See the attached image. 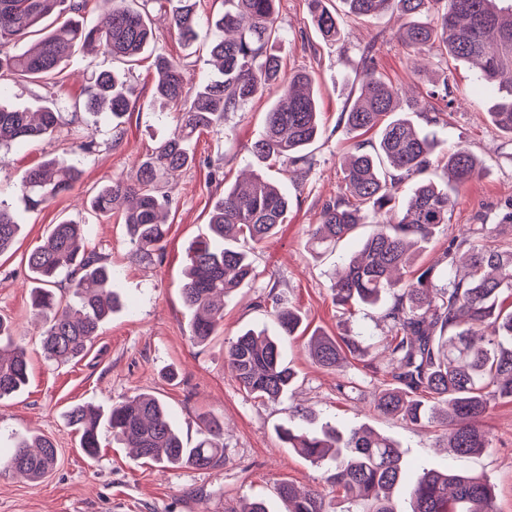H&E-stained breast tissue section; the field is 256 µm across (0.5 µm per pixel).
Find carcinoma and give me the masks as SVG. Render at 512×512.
Listing matches in <instances>:
<instances>
[{"label": "carcinoma", "instance_id": "1", "mask_svg": "<svg viewBox=\"0 0 512 512\" xmlns=\"http://www.w3.org/2000/svg\"><path fill=\"white\" fill-rule=\"evenodd\" d=\"M169 3L171 27L184 42L198 37V0H154ZM276 0H224L228 8L208 22L213 33L210 55L218 72L189 88L180 62L159 56L155 61L156 92L174 112L173 133L138 162L134 174L102 185L88 201L90 210L106 216L116 201L130 203L124 211L127 244L132 257L154 261L168 232L163 211L171 206L163 190L168 176L193 161L191 140L200 130L221 126L273 87L280 98L266 114L264 135L251 147L259 161L280 162L304 180L311 165L306 150L321 132L320 111L312 77L297 72L281 74L274 44L281 38ZM357 16H377L395 7L409 22L402 39L421 54L438 44L455 60H467L480 69L483 89L498 91L490 117L512 137V6L498 0H342ZM313 24L330 43L340 39L336 13L324 0H308ZM93 8L104 23L88 28L83 15ZM35 37L23 54L2 50L15 38ZM153 39L147 11L128 0H0V80L18 75L45 79L79 45L95 44L103 54L126 63L136 61ZM376 47L361 53L363 77L356 102L344 115L345 132L355 139L354 153L344 165V191L323 204L320 224L311 230L312 252L332 249L362 224L371 225L359 256L333 278L336 304L352 307L385 303L383 319L390 333L389 359L384 376L390 379L378 393L375 408L413 425L436 424L444 430L446 447L456 456L479 454L490 447L486 431L476 425L491 404L512 399V250L490 248L480 238L496 229L475 224L468 233L452 238L438 265L401 283L396 273L413 261L410 247L432 237L448 223L453 193L475 178L480 160L465 147L443 154L450 175L440 186L426 176L439 143L417 130L404 113L427 116L426 101L416 99L399 107V89L376 74ZM133 93L115 71L99 72L86 88L85 107L109 112L116 120L114 143L123 134L119 119L129 111ZM59 126L52 111L29 112L0 104V150L31 140L49 138ZM376 130L370 146L357 137ZM80 171L71 157L44 159L22 177L20 192L28 208L38 209L71 190ZM416 179L412 194L402 204L398 221L384 216L393 208L400 185ZM288 193L276 183L254 175L248 186L224 189L211 209L208 239L196 241L188 252L182 298L194 312L191 338L202 345L224 318L219 301L253 278L252 261L237 242L260 244L274 236L288 220ZM21 229L12 210L0 202V253L9 250ZM84 225L67 220L54 225L43 244L27 258L35 286L30 308L43 324L46 357L64 363L82 356L99 335L102 324L118 306L112 289L114 272L102 253L84 245ZM68 281L74 304L57 297L59 277ZM445 280L443 285L438 281ZM278 335L247 330L232 341L225 362L239 386L257 401L275 400L291 389L295 373L283 359L280 341L300 332L302 317L287 301L272 297ZM9 322L0 318V399L21 392L28 382V360L14 344ZM308 351L315 364L333 369L346 355L366 353L364 338L314 335ZM305 425L282 427L280 441L313 464L325 467L326 483L342 493L348 507L341 512H399L392 491L406 477V463L391 438L366 426L340 430L326 421L314 422L312 412L298 414ZM68 421L79 433L80 448L90 458L98 455L101 428L137 456L172 466L211 469L224 463V424L208 422L203 437L192 448L184 446L164 402L140 393L115 403L108 411L78 404ZM57 448L44 436H22L0 471H12L38 481L55 466ZM277 495L285 512H331L316 491L298 492L283 483ZM410 512H497L495 495L480 476L453 469L423 467L410 488Z\"/></svg>", "mask_w": 512, "mask_h": 512}]
</instances>
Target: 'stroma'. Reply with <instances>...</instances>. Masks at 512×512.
<instances>
[{"label": "stroma", "instance_id": "obj_1", "mask_svg": "<svg viewBox=\"0 0 512 512\" xmlns=\"http://www.w3.org/2000/svg\"><path fill=\"white\" fill-rule=\"evenodd\" d=\"M278 8L284 37L281 68L288 74L309 72L319 98L322 133L308 150L309 175L294 182L284 165L261 167L251 153L265 131L266 113L276 93L229 113L222 127L195 134L196 161L172 181L169 233L161 257L150 264L130 255L118 215H96L82 202L102 184L130 176L135 162L169 134L173 118L161 112L156 101L157 56L180 61L190 86L213 73L207 28H200L197 40L187 45L173 33L168 15L154 13V38L136 64L81 48L56 74L64 93L54 100L48 98L43 82L6 80L1 101L32 111L50 107L59 112L61 125L52 138L13 147L7 166L0 168V199L22 225L13 247L0 256V316L12 321L15 340L30 360L27 386L0 400V453H9L15 433L41 434L54 440L58 461L35 483L0 472V512H237L256 498L265 500L268 512H285L275 491L280 483L302 490L327 487L323 467L285 448L278 438V426L291 423L301 408L314 410L323 421L346 428L367 425L392 437L402 447L409 472L429 466L481 475L495 489L497 512H512V401L496 402L480 421L491 439L490 448L459 458L448 452L442 430L412 426L375 409L379 382L363 361L352 359L331 371L313 364L307 352L314 333L366 336L373 341L387 334L381 307L343 315L332 298L331 274L358 254V236L318 257L307 247L324 202L343 187L341 163L353 141L341 116L357 95L362 48L375 43L379 75L413 95L430 89L434 78L448 76L454 102L449 107L440 100L435 103L443 110V119L429 123L416 114L412 120L418 129L434 135L443 150L465 146L484 166L477 178L458 188L449 224L421 242L417 265L436 264L451 237L482 218L496 227L487 245L502 248L512 242V224L498 223L499 215L512 206V138L489 117L495 96L476 85L474 68L434 49L428 53L431 70L418 71L415 54L399 37L405 19L396 10L373 18L340 17L341 38L331 44L316 32L307 0H279ZM105 68L124 73L134 89L117 145L112 142L111 116L83 107V92L92 75ZM77 138L93 145L79 158V181L40 210L28 211L19 192L23 174L44 158L69 155ZM261 170L285 187L291 200L288 222L254 249L256 278L225 297L224 324L217 335L205 344H193V314L181 294L188 250L209 236V213L225 186ZM65 220L85 224L89 246L107 256L120 305L82 358L59 364L45 358L42 327L30 313L27 257L54 224ZM275 295L300 311L305 331L282 343L284 360L296 373L292 391L257 403L231 377L224 356L246 330L276 332L271 302ZM139 392L163 400L186 446L201 438L207 420L223 422V466L199 470L157 464L116 447L106 431L99 455L87 457L67 422V410L85 403L107 409Z\"/></svg>", "mask_w": 512, "mask_h": 512}]
</instances>
